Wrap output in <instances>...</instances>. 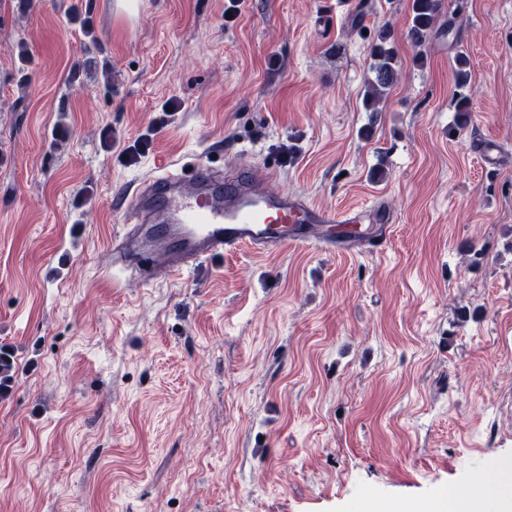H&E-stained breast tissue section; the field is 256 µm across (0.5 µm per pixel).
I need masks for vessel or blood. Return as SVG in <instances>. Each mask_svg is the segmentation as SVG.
Listing matches in <instances>:
<instances>
[{
	"instance_id": "1",
	"label": "vessel or blood",
	"mask_w": 512,
	"mask_h": 512,
	"mask_svg": "<svg viewBox=\"0 0 512 512\" xmlns=\"http://www.w3.org/2000/svg\"><path fill=\"white\" fill-rule=\"evenodd\" d=\"M257 183L244 168L217 171L201 160L190 171L167 170L125 200L112 245L123 266L145 283L158 269L180 276L229 251H276L288 243H327V225L357 222Z\"/></svg>"
}]
</instances>
